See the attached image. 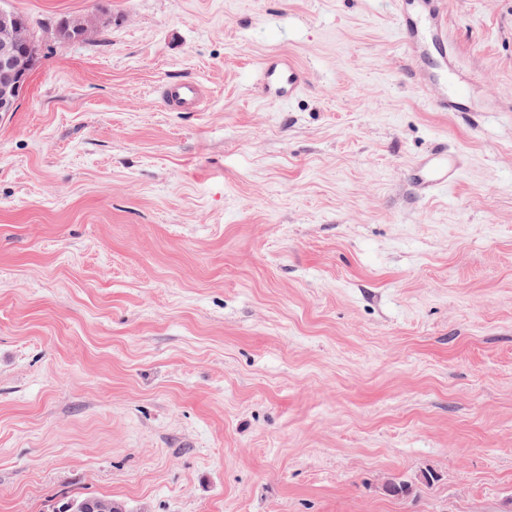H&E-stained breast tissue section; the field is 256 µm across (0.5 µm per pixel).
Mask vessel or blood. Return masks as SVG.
<instances>
[{
    "label": "vessel or blood",
    "mask_w": 512,
    "mask_h": 512,
    "mask_svg": "<svg viewBox=\"0 0 512 512\" xmlns=\"http://www.w3.org/2000/svg\"><path fill=\"white\" fill-rule=\"evenodd\" d=\"M393 6L399 40L407 56L418 62L417 78L438 91L437 110L473 111L472 89L477 79L459 64L448 39L445 0H393ZM258 80L267 93L288 101L300 94L305 83L295 61L281 54L262 62ZM156 93L172 112L204 111L211 98L208 86L193 78L162 81ZM460 172L459 150L442 141L412 164L410 182L419 196L431 197L451 186Z\"/></svg>",
    "instance_id": "vessel-or-blood-1"
}]
</instances>
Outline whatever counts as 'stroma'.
Listing matches in <instances>:
<instances>
[{
  "instance_id": "35a3bbf8",
  "label": "stroma",
  "mask_w": 512,
  "mask_h": 512,
  "mask_svg": "<svg viewBox=\"0 0 512 512\" xmlns=\"http://www.w3.org/2000/svg\"><path fill=\"white\" fill-rule=\"evenodd\" d=\"M446 2L473 112L392 0H8L40 53L0 121V512H512V0ZM183 76L206 111L155 96ZM441 138L461 177L417 199ZM99 19L91 13L70 17L57 25L60 37L70 41H87L92 39L98 30ZM257 74L264 90L282 100L295 98L305 83L304 75L295 61L281 54L262 62ZM156 93L170 112H203L211 98L209 87L194 78L164 80ZM87 500H90L93 502L105 503V504L109 505L110 506L109 510L105 511V512H124V511H126L125 506L119 502L112 500V497L73 496V497H69V498L61 501L54 512H63V511H66V512H94V509L98 507L95 503L87 502V503H83L78 506H75V504H74V503L79 504V503L87 501ZM72 502H74V503H72ZM66 503H69V504H66ZM63 504H65V505H63ZM61 506H62V508H61L62 511L60 510Z\"/></svg>"
}]
</instances>
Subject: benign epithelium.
Returning a JSON list of instances; mask_svg holds the SVG:
<instances>
[{
    "instance_id": "1",
    "label": "benign epithelium",
    "mask_w": 512,
    "mask_h": 512,
    "mask_svg": "<svg viewBox=\"0 0 512 512\" xmlns=\"http://www.w3.org/2000/svg\"><path fill=\"white\" fill-rule=\"evenodd\" d=\"M99 19L91 13L70 17L57 25L60 37L87 41L98 30ZM38 48L28 32V25L12 10L0 7V119L18 110L21 92L34 68Z\"/></svg>"
}]
</instances>
